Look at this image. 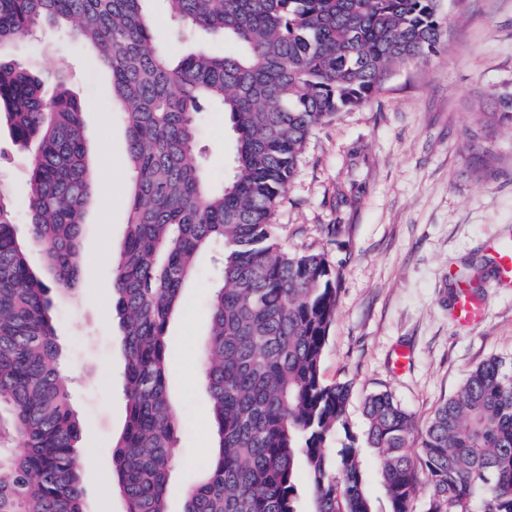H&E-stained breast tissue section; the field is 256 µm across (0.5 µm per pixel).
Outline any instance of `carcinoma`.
Here are the masks:
<instances>
[{
	"label": "carcinoma",
	"instance_id": "cac0c4a2",
	"mask_svg": "<svg viewBox=\"0 0 512 512\" xmlns=\"http://www.w3.org/2000/svg\"><path fill=\"white\" fill-rule=\"evenodd\" d=\"M146 0H0V117L29 164L27 237L0 193V512H89L77 466L84 432L59 372L51 293L78 286L83 206L92 198L81 103L9 47L40 24L88 45L112 73L127 128V223L112 265V310L125 366V426L112 481L125 512H169L177 413L167 330L198 253L224 247L203 351L215 446L183 512H374L365 455L390 504L410 512H512V361L471 369L435 409L416 454L414 420L387 391L363 403L364 443L347 435L349 382L326 384L321 360L336 316V275L321 252L283 251L272 216L313 132L380 89L388 70L438 49L443 0H163L185 30L236 50L182 55L156 37ZM231 114L235 171L212 183L197 151L207 104ZM40 248L47 274L29 260Z\"/></svg>",
	"mask_w": 512,
	"mask_h": 512
}]
</instances>
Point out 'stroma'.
I'll return each instance as SVG.
<instances>
[{"mask_svg":"<svg viewBox=\"0 0 512 512\" xmlns=\"http://www.w3.org/2000/svg\"><path fill=\"white\" fill-rule=\"evenodd\" d=\"M448 41L425 60L392 68L380 91L336 115L307 142L273 217L283 250L319 251L335 271L336 317L324 349L326 383L350 382L349 431L360 434L363 398L386 391L423 433L436 407L466 373L493 357L512 360V288L494 277L488 246L512 233V125L495 114L512 91V0H444ZM70 34L50 28L19 40V64L62 73L84 104L94 198L85 208L81 288L56 299L54 325L62 376L88 436L77 463L92 512H124L110 488L112 441L122 431L124 358L111 317V258L127 211L126 128L112 99L110 72L93 51L73 50ZM198 148L213 181L228 180L235 133L229 114L201 115ZM29 152L0 127V191L25 215ZM221 246L198 258L197 274L168 326L169 395L178 411L177 464L170 512L205 474L212 445L205 385L185 387L197 370L210 324V296L223 284ZM480 271L479 324L452 316L465 268ZM408 362L396 368L398 352Z\"/></svg>","mask_w":512,"mask_h":512,"instance_id":"1","label":"stroma"}]
</instances>
